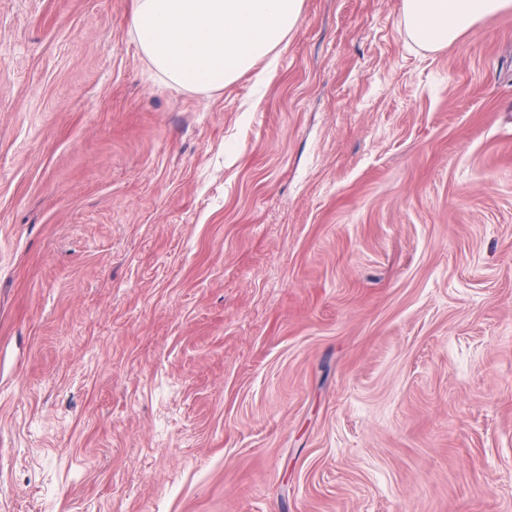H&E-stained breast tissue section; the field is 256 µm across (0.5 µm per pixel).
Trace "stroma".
Returning <instances> with one entry per match:
<instances>
[{
	"label": "stroma",
	"mask_w": 512,
	"mask_h": 512,
	"mask_svg": "<svg viewBox=\"0 0 512 512\" xmlns=\"http://www.w3.org/2000/svg\"><path fill=\"white\" fill-rule=\"evenodd\" d=\"M130 10L0 0V512H512V12L198 90Z\"/></svg>",
	"instance_id": "obj_1"
}]
</instances>
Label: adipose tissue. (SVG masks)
<instances>
[{"mask_svg":"<svg viewBox=\"0 0 512 512\" xmlns=\"http://www.w3.org/2000/svg\"><path fill=\"white\" fill-rule=\"evenodd\" d=\"M303 0H133L130 32L152 66L178 88L220 89L258 62L277 65ZM512 11V0H401L408 37L439 50Z\"/></svg>","mask_w":512,"mask_h":512,"instance_id":"obj_1","label":"adipose tissue"}]
</instances>
